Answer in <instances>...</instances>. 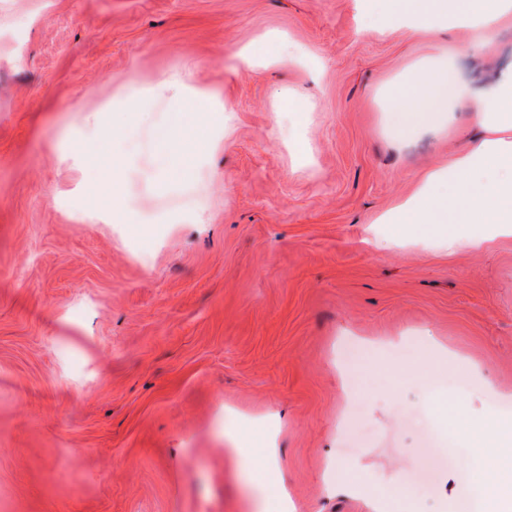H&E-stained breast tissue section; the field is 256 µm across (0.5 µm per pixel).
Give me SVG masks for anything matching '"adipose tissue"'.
<instances>
[{
    "label": "adipose tissue",
    "instance_id": "ef3b65f1",
    "mask_svg": "<svg viewBox=\"0 0 512 512\" xmlns=\"http://www.w3.org/2000/svg\"><path fill=\"white\" fill-rule=\"evenodd\" d=\"M359 7L379 13L385 28L398 26L412 33L431 28L439 19L447 20L449 29L478 32L512 18V0H359ZM458 96L450 71L431 77L411 71L388 121L399 135H412ZM475 112L481 135L447 166L425 170L413 195L382 215L381 223L416 225L422 237H440L451 251L484 242V235L472 232L475 224H489L497 235L512 236V69L499 72ZM223 120L212 99L191 98L188 111L174 115L172 128L189 131V138L177 141L172 130L161 131L158 149L165 155H192L194 146L207 142L214 124Z\"/></svg>",
    "mask_w": 512,
    "mask_h": 512
}]
</instances>
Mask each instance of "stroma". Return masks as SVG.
<instances>
[{"label": "stroma", "instance_id": "stroma-1", "mask_svg": "<svg viewBox=\"0 0 512 512\" xmlns=\"http://www.w3.org/2000/svg\"><path fill=\"white\" fill-rule=\"evenodd\" d=\"M422 61L460 98L402 138ZM507 67L512 23L386 32L357 0H0V512H256L228 442L249 427L295 512H487L461 484L498 479L473 427L512 424V237L450 252L379 218ZM193 93L224 123L166 182L156 135ZM93 137L124 149L88 164L124 223L71 161Z\"/></svg>", "mask_w": 512, "mask_h": 512}]
</instances>
